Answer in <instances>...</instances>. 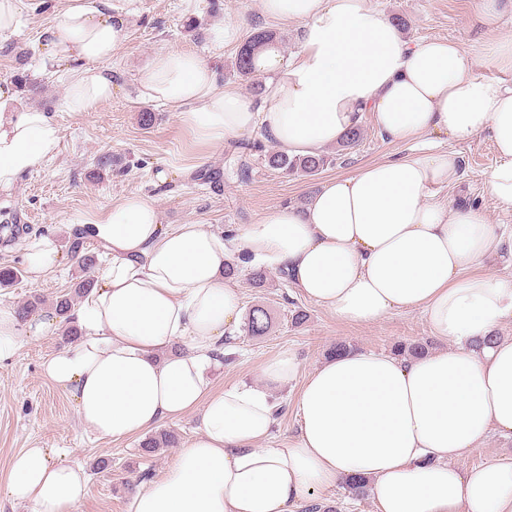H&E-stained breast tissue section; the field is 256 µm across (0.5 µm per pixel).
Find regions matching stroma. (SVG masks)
<instances>
[{"label":"stroma","mask_w":512,"mask_h":512,"mask_svg":"<svg viewBox=\"0 0 512 512\" xmlns=\"http://www.w3.org/2000/svg\"><path fill=\"white\" fill-rule=\"evenodd\" d=\"M388 17L406 20V39H445L462 48L488 38L512 36V0H503V12L495 32L478 24L480 0H372ZM58 0H44L38 9L24 7L20 24L0 36V83L13 82L27 74L31 88L19 91L20 101L46 109L60 130L57 155L44 167L24 174L10 188L0 189V211L16 214L24 238L14 240L0 227V267H22L27 237L55 235L60 248H68L73 217L80 212L105 214L112 204L130 194L149 197L157 206L163 224L205 225L216 234L231 227L256 223L267 211L289 205L304 207L309 195L328 179L346 176L362 166L405 156L410 146L382 135L372 113L360 122L363 137L358 146L334 154L333 165L314 177L286 175L267 167L260 153L239 156L240 143L263 138L257 130L233 138L224 146L198 144L176 119L168 105L147 101L136 80L138 70L157 52L177 47L193 51L212 63L226 85L252 96L248 82L231 68L236 46L220 42L218 30L234 22L240 37L268 28L261 0H138L130 36L116 49L106 68L112 75V97L90 112H72L62 104L65 67L45 55L42 33L59 19ZM149 110L158 119L153 127L142 126L139 114ZM460 158V178L442 187L439 199L465 201L480 206L490 223L512 226V215L498 210L488 192L484 174L496 158L487 136L450 145ZM111 157L101 167L102 157ZM223 170L224 186L205 183L208 171ZM82 270L70 259L42 280L21 275L12 286L0 288V303L17 305L31 295L53 301L74 288ZM244 307L262 304L273 318L268 335L253 338L235 328L224 365L213 374V391L240 381L260 379L261 365L292 351L300 371L311 372L336 343L358 350L392 351L399 343L424 342L439 349L421 312L399 310L378 322L349 324L303 298L279 271L269 270L265 287H254L246 276L231 281ZM303 311L304 321L292 325L294 311ZM65 343L62 332L23 342L12 362L0 366V477L10 459L25 448L64 449V461L84 465L89 476L86 497L76 512H125L132 491L161 477L171 466L176 448L155 455L139 453V436L119 441L101 440L85 431L75 403L60 386L42 373L44 361ZM300 379L275 390L283 411L263 445L287 447L298 430L295 400ZM112 461L111 470L96 469L98 460Z\"/></svg>","instance_id":"stroma-1"}]
</instances>
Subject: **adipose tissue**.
Instances as JSON below:
<instances>
[{"label":"adipose tissue","mask_w":512,"mask_h":512,"mask_svg":"<svg viewBox=\"0 0 512 512\" xmlns=\"http://www.w3.org/2000/svg\"><path fill=\"white\" fill-rule=\"evenodd\" d=\"M44 42L49 57L76 63L66 103L74 112L112 96L105 69L129 36L112 0H60ZM266 18L302 27L299 52L259 49L264 94L221 85L215 67L171 48L153 55L137 81L151 101L206 147L262 129L291 155L336 144L373 113L388 136L422 134L455 143L488 135L496 155L486 175L497 208L512 212V78L474 73L473 54L447 40L411 42L370 0H261ZM47 112L19 104L0 85V188L58 152ZM454 153L413 152L329 179L303 209L277 207L233 237L202 224L163 226L155 204L130 195L106 215L75 222L110 253L75 316L80 338L42 365L73 398L80 423L118 441L195 410L193 439L166 473L134 493L126 512H291L302 499L350 479L370 487L376 512H512V463L469 471L456 459L490 432L512 438V280L472 272L488 253H512V232L473 206L436 202L457 177ZM54 235L32 237V280L60 265ZM282 269L304 298L349 324L397 310L425 314L441 349L420 356L341 351L299 378L286 352L264 363L261 381L212 389L224 338L242 317L226 265ZM53 310L20 320L0 305V364L21 343L46 336ZM298 435L260 447L277 422L270 389L295 379ZM87 492L83 466L51 449L16 454L0 496L29 512H75Z\"/></svg>","instance_id":"adipose-tissue-1"}]
</instances>
